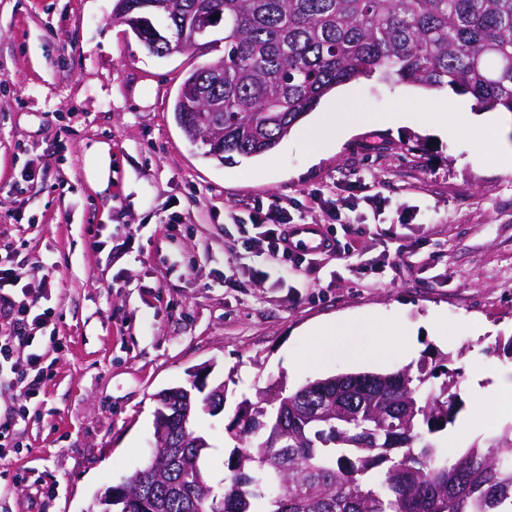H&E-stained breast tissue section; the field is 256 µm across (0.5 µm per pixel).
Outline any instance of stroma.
<instances>
[{
    "label": "stroma",
    "instance_id": "stroma-1",
    "mask_svg": "<svg viewBox=\"0 0 512 512\" xmlns=\"http://www.w3.org/2000/svg\"><path fill=\"white\" fill-rule=\"evenodd\" d=\"M114 0H0V249L21 261L29 297L57 337L34 398L0 361V419L27 415L0 456V512H86L93 498L147 461L155 396L207 367L224 383V408L198 412L211 445L205 468L221 483L238 442L229 430L242 397L269 379L288 387L339 373L433 366L448 355L462 414L493 417L476 370L512 369V165L467 126L436 137L422 113L470 96L361 79L347 89L371 121L318 162L299 132L254 158L203 156L174 119L184 75L221 58L217 44L160 58L114 20ZM112 147V187L85 181L83 149ZM384 198L371 210L366 196ZM284 200L305 222L328 224L327 203L369 224L356 254L394 259L384 273L353 276L318 259L298 274L246 251L259 225L255 201ZM242 221L229 223L228 213ZM330 224V223H329ZM235 275L238 285L226 287ZM375 315L416 326L411 361L392 354L318 370L306 328ZM298 369H290L291 361Z\"/></svg>",
    "mask_w": 512,
    "mask_h": 512
}]
</instances>
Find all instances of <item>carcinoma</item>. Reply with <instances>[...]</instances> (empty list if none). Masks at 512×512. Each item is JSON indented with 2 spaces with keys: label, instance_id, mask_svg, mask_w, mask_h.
<instances>
[{
  "label": "carcinoma",
  "instance_id": "obj_1",
  "mask_svg": "<svg viewBox=\"0 0 512 512\" xmlns=\"http://www.w3.org/2000/svg\"><path fill=\"white\" fill-rule=\"evenodd\" d=\"M128 0L127 26L157 45L182 33L199 40L224 25V56L183 79L173 112L203 155L226 161L276 148L337 87L378 77L470 96L512 112V0H152L161 21ZM218 18H213V15ZM436 368L343 373L288 388L275 380L239 403L233 451L216 486L173 423L140 468L130 512H512V424L458 459L430 435L459 410L458 380L435 387ZM195 415L185 393H158Z\"/></svg>",
  "mask_w": 512,
  "mask_h": 512
}]
</instances>
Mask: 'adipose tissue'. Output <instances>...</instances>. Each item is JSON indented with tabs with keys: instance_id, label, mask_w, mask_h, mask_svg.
Returning <instances> with one entry per match:
<instances>
[{
	"instance_id": "adipose-tissue-1",
	"label": "adipose tissue",
	"mask_w": 512,
	"mask_h": 512,
	"mask_svg": "<svg viewBox=\"0 0 512 512\" xmlns=\"http://www.w3.org/2000/svg\"><path fill=\"white\" fill-rule=\"evenodd\" d=\"M364 112H336L325 110L314 121L304 126L301 136L314 158L330 152L345 136L367 124ZM315 332L322 343L309 359L310 365L326 366L342 359L361 361L373 355L385 358L392 350H400L402 357H410L415 348L413 330L401 322L381 324L375 317H367L361 325L354 326L340 320H328L316 326Z\"/></svg>"
}]
</instances>
